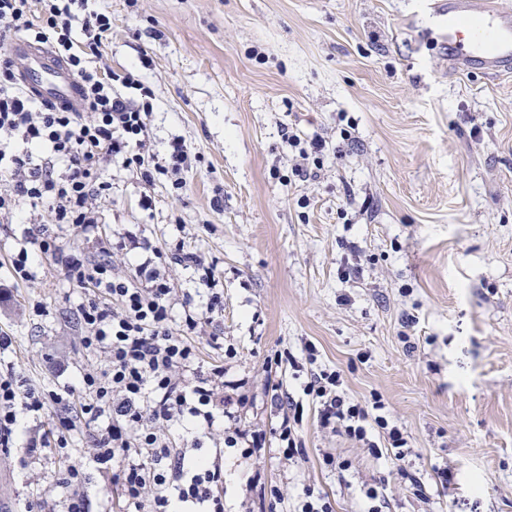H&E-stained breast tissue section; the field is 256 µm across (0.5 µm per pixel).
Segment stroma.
<instances>
[{"instance_id": "obj_1", "label": "stroma", "mask_w": 512, "mask_h": 512, "mask_svg": "<svg viewBox=\"0 0 512 512\" xmlns=\"http://www.w3.org/2000/svg\"><path fill=\"white\" fill-rule=\"evenodd\" d=\"M112 17L102 65L134 70L155 93L156 151L183 137L199 159L180 195L105 164L113 194L104 233L167 250L177 235L216 264L224 311L214 330L237 355L231 372L255 397L246 424L272 430L267 385L301 397L305 371L265 359L288 349L340 371L347 395H381L409 436L403 463L426 493L391 486L385 512H512V76L460 75L411 24L414 0H98ZM321 135L340 149L300 181L281 136ZM150 207H143V197ZM0 298V354L25 385L75 376L82 295L45 260L35 280ZM299 429L305 453L287 464L225 449L224 512H269L247 495L262 470L281 512L312 487L335 512H362L363 484L395 468L324 432L314 406ZM351 461L337 473L325 454ZM52 449L0 454V506L66 491ZM455 474L437 487L434 470Z\"/></svg>"}]
</instances>
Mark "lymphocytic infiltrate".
I'll return each mask as SVG.
<instances>
[{"label":"lymphocytic infiltrate","mask_w":512,"mask_h":512,"mask_svg":"<svg viewBox=\"0 0 512 512\" xmlns=\"http://www.w3.org/2000/svg\"><path fill=\"white\" fill-rule=\"evenodd\" d=\"M112 32L111 15L93 0H0V218L22 223L8 272L13 281L37 278L42 257L53 253L67 281L84 289L77 306L80 344L96 357L70 382L21 388L13 372L0 373V452L40 454L47 444L73 451L72 433L82 430L78 463L58 478L67 496L64 512H88L89 469L111 474L122 492L123 512H224V468L202 454L208 440L243 456L261 457L263 429L244 425L250 398L245 379L224 365H204L197 341L235 357L213 331L224 309L215 268L203 253L179 238L167 253L147 237L114 233L98 240L94 253L60 245L57 228L78 235L99 228V199L112 193L104 162L135 170L148 186L167 180L174 192L186 181L192 148L173 138L165 154L153 153L150 116L153 93L133 72L100 66L101 48ZM23 37L47 43L83 87L84 104L72 111L30 97L17 81L6 46ZM282 137L298 148L292 174L317 179L329 160L323 137L301 139L292 127ZM49 209L54 227L32 224L30 212ZM132 256L133 276L117 272V254ZM178 266L197 272L198 295L178 294L170 275ZM338 371H311L302 392L318 411L322 429L376 453L373 429L385 430L395 460L408 454V439L386 416L380 396L351 399ZM270 404L282 413L275 435L280 458L304 454L297 430L299 403L285 391ZM54 411L49 438H36L31 421Z\"/></svg>","instance_id":"f902f5d3"}]
</instances>
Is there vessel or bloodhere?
Returning <instances> with one entry per match:
<instances>
[{
	"label": "vessel or blood",
	"instance_id": "1",
	"mask_svg": "<svg viewBox=\"0 0 512 512\" xmlns=\"http://www.w3.org/2000/svg\"><path fill=\"white\" fill-rule=\"evenodd\" d=\"M420 7L430 19L431 38L460 72L512 74V11L500 0H421ZM9 52L20 60V80L30 94L78 107L81 88L49 47L20 40Z\"/></svg>",
	"mask_w": 512,
	"mask_h": 512
}]
</instances>
